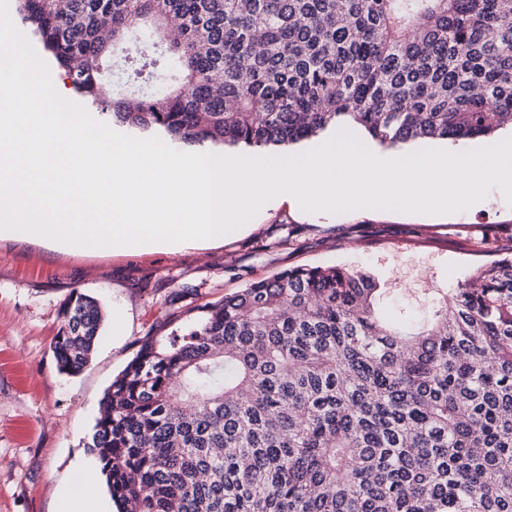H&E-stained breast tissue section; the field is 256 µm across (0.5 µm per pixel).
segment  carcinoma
<instances>
[{
    "label": "carcinoma",
    "instance_id": "cac0c4a2",
    "mask_svg": "<svg viewBox=\"0 0 512 512\" xmlns=\"http://www.w3.org/2000/svg\"><path fill=\"white\" fill-rule=\"evenodd\" d=\"M115 124L187 146L281 149L359 129L399 147L512 128V0H18ZM121 86L104 100L108 76ZM374 278L285 270L148 336L87 447L118 512H512V255L427 324ZM54 337L79 373L104 311Z\"/></svg>",
    "mask_w": 512,
    "mask_h": 512
}]
</instances>
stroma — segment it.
Wrapping results in <instances>:
<instances>
[{"instance_id": "35a3bbf8", "label": "stroma", "mask_w": 512, "mask_h": 512, "mask_svg": "<svg viewBox=\"0 0 512 512\" xmlns=\"http://www.w3.org/2000/svg\"><path fill=\"white\" fill-rule=\"evenodd\" d=\"M251 229L220 244L166 252L60 251L0 238V512H58L78 473L95 488L92 512H113L99 462L86 448L106 389L141 341L170 314L218 301L296 267L346 266L379 283L380 304L407 321L427 320L432 301L491 254H512V207L499 190L468 211L427 216L381 210L309 214L282 195ZM124 318L104 323L90 363L59 373L53 338L72 292Z\"/></svg>"}]
</instances>
